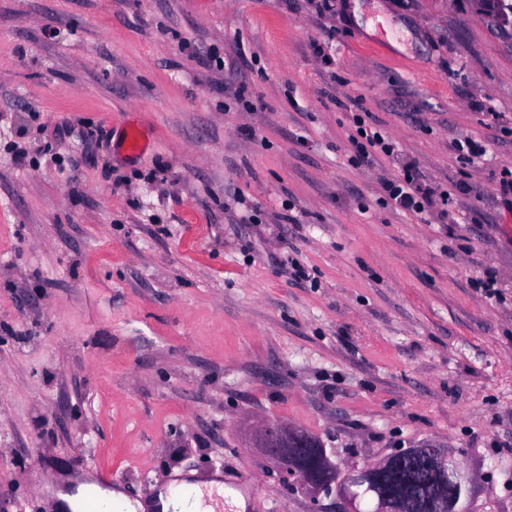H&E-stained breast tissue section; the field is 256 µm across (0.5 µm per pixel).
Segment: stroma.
Instances as JSON below:
<instances>
[{
  "label": "stroma",
  "mask_w": 512,
  "mask_h": 512,
  "mask_svg": "<svg viewBox=\"0 0 512 512\" xmlns=\"http://www.w3.org/2000/svg\"><path fill=\"white\" fill-rule=\"evenodd\" d=\"M342 11L0 0V512L97 470L133 501L220 470L252 512H341L263 454L274 420L342 471L465 449L472 512H512V25L484 0ZM355 103L396 157L350 163ZM408 161L456 223L387 204Z\"/></svg>",
  "instance_id": "obj_1"
}]
</instances>
